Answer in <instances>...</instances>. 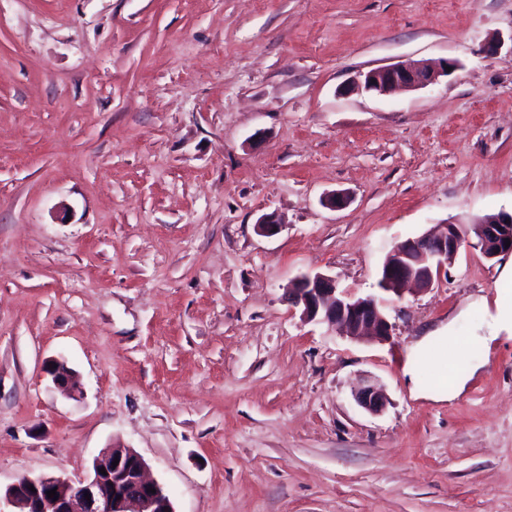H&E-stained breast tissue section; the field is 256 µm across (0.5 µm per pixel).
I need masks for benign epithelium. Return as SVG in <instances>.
Listing matches in <instances>:
<instances>
[{
	"label": "benign epithelium",
	"instance_id": "benign-epithelium-1",
	"mask_svg": "<svg viewBox=\"0 0 512 512\" xmlns=\"http://www.w3.org/2000/svg\"><path fill=\"white\" fill-rule=\"evenodd\" d=\"M455 66V62L448 60L438 67L423 62L383 66L360 74L359 84L368 92L387 95L400 88L434 84ZM255 227L267 237L282 230L273 212L262 214ZM476 231L477 235L470 237L463 234L459 224H442L399 242L381 268V289L400 299L408 285L423 290L432 287L440 273L454 264L465 243L479 248L488 260L512 253V244L505 245L512 240V214L502 213L479 221ZM289 296L292 304L301 308L303 320L338 326L346 336L369 335L385 342L393 334L394 325L383 312L379 299L355 298L338 288L336 279L328 274L316 272L297 277L289 288ZM46 372L58 389L68 392L73 388L71 370L65 362L50 361ZM355 400L373 414L386 406L384 393L370 381L356 390ZM102 468L103 474L99 473ZM145 468V461L136 451L114 446L94 458L92 471L85 479L22 476L6 489L4 500L16 512H174L170 498L158 483L146 477ZM53 489L56 500L47 496Z\"/></svg>",
	"mask_w": 512,
	"mask_h": 512
}]
</instances>
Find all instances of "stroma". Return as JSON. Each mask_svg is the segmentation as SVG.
<instances>
[{
	"mask_svg": "<svg viewBox=\"0 0 512 512\" xmlns=\"http://www.w3.org/2000/svg\"><path fill=\"white\" fill-rule=\"evenodd\" d=\"M420 59L457 68L346 89ZM501 212L512 0H0V490L120 443L175 512H512V340L480 342L512 253L379 286L400 241ZM315 272L383 295L392 338L301 320ZM437 330L462 393L412 355ZM454 61H444L437 68L429 63L395 64L360 74L359 84L368 92L387 95L400 88H422L434 84L454 69ZM450 67V70H446ZM355 400L361 408L373 414L381 412L387 401L382 390L370 380L356 390Z\"/></svg>",
	"mask_w": 512,
	"mask_h": 512,
	"instance_id": "obj_1",
	"label": "stroma"
}]
</instances>
